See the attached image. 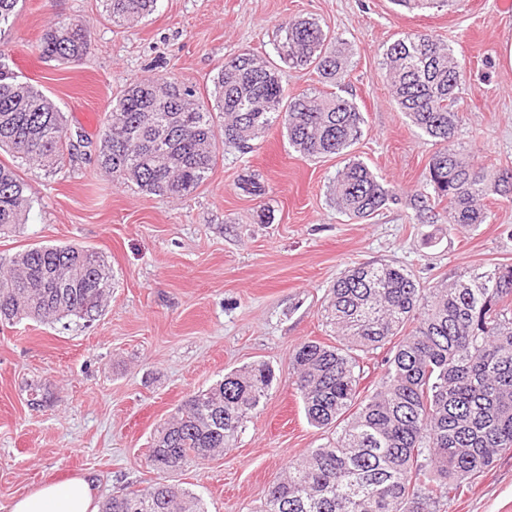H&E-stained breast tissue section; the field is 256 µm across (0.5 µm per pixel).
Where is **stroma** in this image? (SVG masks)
Returning a JSON list of instances; mask_svg holds the SVG:
<instances>
[{
	"label": "stroma",
	"instance_id": "obj_1",
	"mask_svg": "<svg viewBox=\"0 0 512 512\" xmlns=\"http://www.w3.org/2000/svg\"><path fill=\"white\" fill-rule=\"evenodd\" d=\"M314 18L349 54L334 90L365 123L353 155L401 197L369 220L329 198L343 158L315 161L272 126L255 150H220L206 182L182 199L112 181L96 149L112 98L148 78L205 84L245 50L275 57L281 23ZM92 25L82 60L58 64L35 43L53 21ZM428 33L461 60L464 121L457 140L490 168L512 167V12L497 0H452L408 10L391 0H158L136 26L112 25L101 0H20L0 36V58L59 106L69 135L88 138L63 168L22 165L32 207L20 230L0 235V257L39 245L77 244L102 254L112 295L90 326L0 324V512L48 482L92 476L96 497L169 480L207 512H259L269 485L328 434L306 419L290 376L301 342L335 343L324 299L362 262L411 271L423 285L464 268L512 261V199L491 196L487 223L454 232L421 224L407 203L424 186L436 145L395 104L382 69L387 47ZM264 187L249 193V181ZM264 361L272 388L223 455L162 475L147 456L156 428L190 394L231 370ZM47 397L31 405L30 392ZM446 512H512V454L500 457Z\"/></svg>",
	"mask_w": 512,
	"mask_h": 512
}]
</instances>
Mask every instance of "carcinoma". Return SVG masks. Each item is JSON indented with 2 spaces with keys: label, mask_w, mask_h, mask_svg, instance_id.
I'll use <instances>...</instances> for the list:
<instances>
[{
  "label": "carcinoma",
  "mask_w": 512,
  "mask_h": 512,
  "mask_svg": "<svg viewBox=\"0 0 512 512\" xmlns=\"http://www.w3.org/2000/svg\"><path fill=\"white\" fill-rule=\"evenodd\" d=\"M117 26L152 14L157 0H103ZM19 0H0V32ZM433 9L449 0H394ZM277 54L311 68L324 83L344 75L347 57L313 19L280 26ZM90 25L52 22L36 49L60 64L83 59ZM383 66L395 103L440 145L425 189L409 199L421 224L448 230L486 223L484 200L512 195V170L491 171L456 143L463 68L450 46L429 34L390 44ZM224 119L222 134L214 115ZM275 124L306 158L346 156L336 173V207L365 220L398 194L349 149L362 136V112L335 94L287 97L277 64L245 50L224 60L203 89L174 80L128 83L112 99L96 155L114 180L149 194L185 198L207 180L220 146L242 154ZM64 113L51 97L0 63V149L50 171L61 163ZM28 185L0 162V231L26 223ZM112 290L104 256L77 245L34 246L0 258V323L95 320ZM327 322L336 344L300 343L291 354L293 385L308 422L333 436L288 466L269 486L260 512H439L450 494L512 452V263L464 269L425 288L401 266L358 263L328 290ZM390 346L375 390L360 395V358ZM258 363L189 396L154 433L147 461L176 472L234 446L272 387ZM100 512H206L176 483L114 495Z\"/></svg>",
  "instance_id": "obj_1"
}]
</instances>
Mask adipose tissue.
Listing matches in <instances>:
<instances>
[{
	"instance_id": "ef3b65f1",
	"label": "adipose tissue",
	"mask_w": 512,
	"mask_h": 512,
	"mask_svg": "<svg viewBox=\"0 0 512 512\" xmlns=\"http://www.w3.org/2000/svg\"><path fill=\"white\" fill-rule=\"evenodd\" d=\"M9 512H98L93 477L50 482L16 499Z\"/></svg>"
}]
</instances>
